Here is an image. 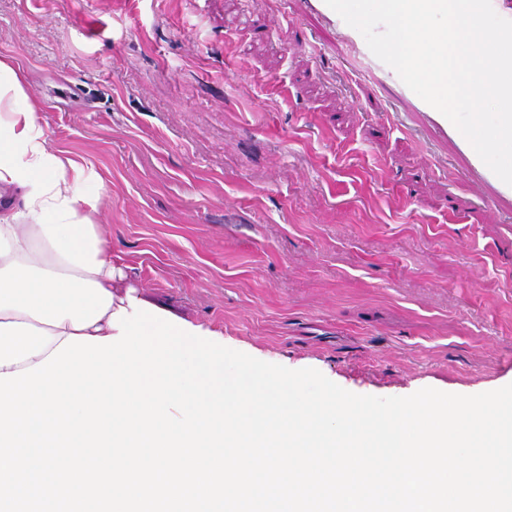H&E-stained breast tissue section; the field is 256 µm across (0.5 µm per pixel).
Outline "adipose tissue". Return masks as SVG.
<instances>
[{
    "label": "adipose tissue",
    "instance_id": "1",
    "mask_svg": "<svg viewBox=\"0 0 512 512\" xmlns=\"http://www.w3.org/2000/svg\"><path fill=\"white\" fill-rule=\"evenodd\" d=\"M0 60V374L33 366L69 335H111L127 306L87 168L54 148Z\"/></svg>",
    "mask_w": 512,
    "mask_h": 512
}]
</instances>
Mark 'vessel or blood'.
I'll use <instances>...</instances> for the list:
<instances>
[{"label": "vessel or blood", "mask_w": 512, "mask_h": 512, "mask_svg": "<svg viewBox=\"0 0 512 512\" xmlns=\"http://www.w3.org/2000/svg\"><path fill=\"white\" fill-rule=\"evenodd\" d=\"M292 3L296 13L317 15L335 30L345 56L356 64L359 74L374 79L387 90L390 103L408 104V111L397 115L398 127L403 133L416 136L419 147L431 144L447 150L450 156L459 160L460 175L479 180L488 188L492 204L512 207V187L502 182L484 164L446 117L418 97L392 68L375 57L363 36L348 26L326 5L325 0H292Z\"/></svg>", "instance_id": "1"}]
</instances>
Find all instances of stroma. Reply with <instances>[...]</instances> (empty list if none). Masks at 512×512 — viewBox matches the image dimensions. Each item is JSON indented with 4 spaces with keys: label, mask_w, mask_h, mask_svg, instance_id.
Returning a JSON list of instances; mask_svg holds the SVG:
<instances>
[{
    "label": "stroma",
    "mask_w": 512,
    "mask_h": 512,
    "mask_svg": "<svg viewBox=\"0 0 512 512\" xmlns=\"http://www.w3.org/2000/svg\"><path fill=\"white\" fill-rule=\"evenodd\" d=\"M334 42L281 0H0V58L141 297L359 395L512 384V212Z\"/></svg>",
    "instance_id": "1"
}]
</instances>
